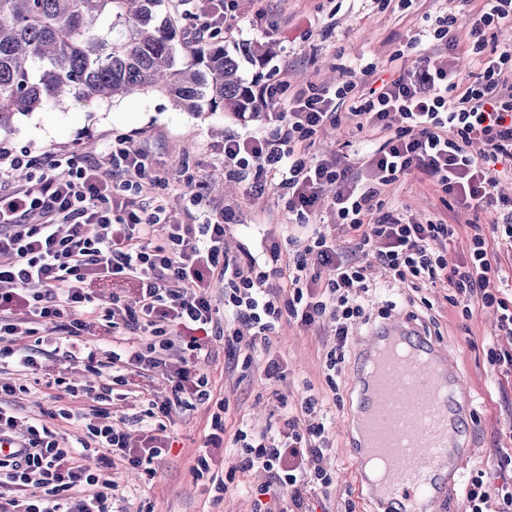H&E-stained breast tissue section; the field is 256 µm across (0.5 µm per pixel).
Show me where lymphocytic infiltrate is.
<instances>
[{
  "instance_id": "f902f5d3",
  "label": "lymphocytic infiltrate",
  "mask_w": 512,
  "mask_h": 512,
  "mask_svg": "<svg viewBox=\"0 0 512 512\" xmlns=\"http://www.w3.org/2000/svg\"><path fill=\"white\" fill-rule=\"evenodd\" d=\"M506 27L512 0H448L425 35L393 53L401 64L396 79L378 81L370 62L350 67L348 80L333 89L263 87L267 135H226L222 153L230 175L282 189L291 233L306 242L291 257L274 249L256 256L244 243L230 257L223 208L174 218L162 197L169 178L126 139L105 144L95 159L0 148V364L41 371L49 348L62 346L100 378L89 385L58 372L51 381L56 407L41 419L16 413L10 398L17 388L0 381V512H114L113 468L151 464L169 448L166 422L174 412L204 404L213 412L195 470H209L212 449L224 442L225 404L192 369V357L214 338L238 340L242 325L251 331L248 347L266 352L280 324L327 318L336 325V345L326 366L338 370L355 331L370 321V295L383 289L371 265L415 288H449L447 300L462 317L475 302L496 309L500 330L511 336L512 295L495 256L512 253V197L494 191L501 173L512 174V45L495 39ZM426 38L436 50L421 49ZM462 58L470 64L465 75ZM283 101L288 109L281 112ZM344 103L356 120L355 158L318 157L317 135L340 127ZM22 168L32 171L35 187L10 185ZM414 172L440 192L448 212L500 214L497 246L473 233L466 256L448 266L444 253L456 225L410 222L386 203L389 186ZM325 211L339 234L318 224ZM340 235L347 247L337 245ZM216 276L226 285L220 320L208 293ZM97 280L135 282L136 296L102 303L92 288ZM139 333L154 343L126 357L99 342ZM176 346L182 357H172ZM157 371L172 380L171 392L148 400L144 414L155 425L131 437L112 423L113 387ZM87 397L95 401L89 409ZM62 423L79 425L82 436L69 441L58 431ZM328 441L308 399L287 413L278 433L239 428L235 467L265 472L257 494L281 501L282 512H302L309 496L331 483L323 465ZM465 493L469 512H512V485L484 472L467 478Z\"/></svg>"
}]
</instances>
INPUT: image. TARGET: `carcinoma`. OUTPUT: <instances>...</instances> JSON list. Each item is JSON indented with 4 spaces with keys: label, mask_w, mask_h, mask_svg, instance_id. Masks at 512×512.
Wrapping results in <instances>:
<instances>
[{
    "label": "carcinoma",
    "mask_w": 512,
    "mask_h": 512,
    "mask_svg": "<svg viewBox=\"0 0 512 512\" xmlns=\"http://www.w3.org/2000/svg\"><path fill=\"white\" fill-rule=\"evenodd\" d=\"M166 0H0V133L18 116L65 100L109 101L149 91L188 112L259 111L242 64L266 45L190 43Z\"/></svg>",
    "instance_id": "obj_1"
}]
</instances>
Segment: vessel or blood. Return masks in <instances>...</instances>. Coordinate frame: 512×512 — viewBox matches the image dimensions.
<instances>
[{"label":"vessel or blood","instance_id":"obj_1","mask_svg":"<svg viewBox=\"0 0 512 512\" xmlns=\"http://www.w3.org/2000/svg\"><path fill=\"white\" fill-rule=\"evenodd\" d=\"M351 383L359 417L348 439L352 461L382 462L372 494L384 512L429 506L448 489L441 462L465 445L472 403L446 351L398 317L358 339Z\"/></svg>","mask_w":512,"mask_h":512}]
</instances>
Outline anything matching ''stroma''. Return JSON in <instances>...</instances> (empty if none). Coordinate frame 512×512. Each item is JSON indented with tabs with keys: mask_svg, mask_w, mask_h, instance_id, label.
<instances>
[{
	"mask_svg": "<svg viewBox=\"0 0 512 512\" xmlns=\"http://www.w3.org/2000/svg\"><path fill=\"white\" fill-rule=\"evenodd\" d=\"M442 6V0H427L424 11L416 12L402 9L396 0L384 7L375 0H264L262 15L245 14L238 27L219 39L228 47L243 40L267 43L272 53L264 68L265 82L285 81L295 87L314 82L333 88L344 81V67L372 62L388 68L393 51L427 29L428 16L438 15ZM16 125L17 132L0 139V145L35 154L49 148L79 150L89 140L100 149L112 138H128L132 147L149 151L171 180L204 183L205 203L233 212L226 236L230 256H237L239 240L249 235L279 243L286 253L295 249L288 240V213L276 190L255 195L250 182L223 172L219 147L224 136L257 129L252 114L195 115L174 109L164 94L149 92L104 103L68 100L19 117ZM387 199L416 222L428 219L440 206L436 191L411 175L394 184ZM419 295L420 302L404 313L428 339L447 346L473 403L470 450L460 457L461 474L481 470L494 482L512 483V470L499 466L504 453L499 433L512 428V376L501 375L488 361L490 348L511 349L512 340L499 331L493 310L479 309L464 319L448 304L444 288H424ZM270 342L272 355L285 364L279 381L265 380L263 354L250 353L242 343L230 348L212 342L210 355L196 362L215 397L227 405L223 448L212 459V470L223 477L225 491L216 492L208 478H196L192 472L210 424L207 406L200 405L169 423L173 446L154 459L153 478L137 470L120 471L118 506L125 512H255L249 488L265 476L234 471V434L245 424L279 429L285 409H297L311 396L327 418L330 447L324 465L333 483L310 498V512H376L375 502L357 492L347 454L345 425L356 407V391L349 374L332 384L326 378L331 323L305 328L283 324L271 333ZM0 377L23 386L16 396L22 414L37 417L52 407V389L35 374L9 364Z\"/></svg>",
	"mask_w": 512,
	"mask_h": 512,
	"instance_id": "35a3bbf8",
	"label": "stroma"
}]
</instances>
